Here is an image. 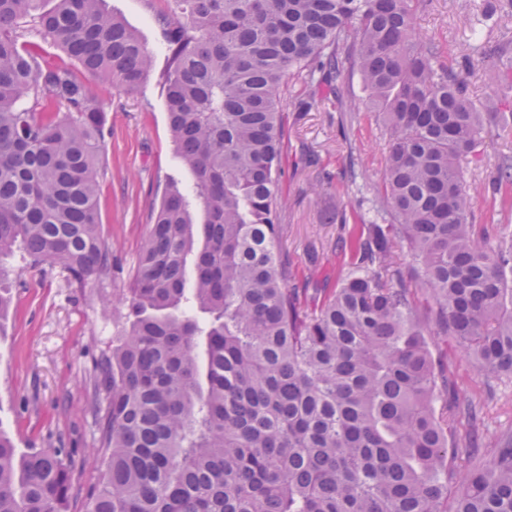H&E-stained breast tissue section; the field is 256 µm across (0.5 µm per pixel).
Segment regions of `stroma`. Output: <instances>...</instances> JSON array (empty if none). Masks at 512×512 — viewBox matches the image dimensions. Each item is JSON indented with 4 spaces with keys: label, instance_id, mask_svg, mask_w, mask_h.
<instances>
[{
    "label": "stroma",
    "instance_id": "obj_1",
    "mask_svg": "<svg viewBox=\"0 0 512 512\" xmlns=\"http://www.w3.org/2000/svg\"><path fill=\"white\" fill-rule=\"evenodd\" d=\"M486 0H422L417 27L442 48V62L460 71L463 56L483 51V67L497 64L499 46L512 47V9L473 33L470 21ZM123 16L153 54L141 84L125 90L80 73L93 97L106 107L105 149L99 157L102 236L109 248L108 275L74 283L60 267L35 264L22 250L0 258V284L12 299L0 314V433L20 452L59 449L74 469L78 495L66 512H86L84 490L100 472L94 460L97 427L87 392L97 360L111 352L126 322L121 298L137 266L146 226L170 180L189 186L190 171L179 162L169 129L164 74L168 56L160 17L169 0H105ZM298 83L288 85L282 141V186L286 204L281 250L297 272L295 287L311 279L336 278L342 259L337 244L347 231L342 217H377L388 135L374 113L356 118L340 112L334 97L316 95L310 108L298 102ZM480 158L468 181L483 185L502 156H512V128L485 125ZM436 368L453 373L460 394L485 399L479 427L458 425L454 443L488 445L512 433V375L485 378L475 360L452 338L429 335Z\"/></svg>",
    "mask_w": 512,
    "mask_h": 512
}]
</instances>
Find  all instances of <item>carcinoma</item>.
Returning <instances> with one entry per match:
<instances>
[{"instance_id": "1", "label": "carcinoma", "mask_w": 512, "mask_h": 512, "mask_svg": "<svg viewBox=\"0 0 512 512\" xmlns=\"http://www.w3.org/2000/svg\"><path fill=\"white\" fill-rule=\"evenodd\" d=\"M0 0V256L17 245L78 283L109 267L100 232L103 107L64 61L136 88L153 56L103 0ZM169 126L190 190L170 183L148 225L128 328L96 362L89 406L100 483L87 512H512V435L448 497L454 425L478 403L439 379L417 294L488 378L512 374V237L475 223L464 173L484 117L466 78L416 26L419 0H173ZM30 19L40 40L26 38ZM389 135L381 224L339 241L336 287L290 286L279 249L291 78L339 98L343 63ZM489 88L512 89L499 52ZM407 254L395 250V237ZM70 468L0 433V512H64Z\"/></svg>"}]
</instances>
